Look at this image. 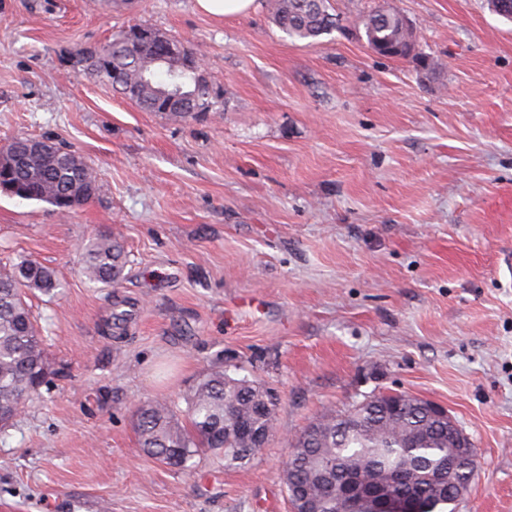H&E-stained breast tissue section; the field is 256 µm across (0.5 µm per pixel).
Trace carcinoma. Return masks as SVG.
<instances>
[{"mask_svg":"<svg viewBox=\"0 0 512 512\" xmlns=\"http://www.w3.org/2000/svg\"><path fill=\"white\" fill-rule=\"evenodd\" d=\"M268 8L285 34L310 45L338 28L329 0H269ZM364 29L367 44L385 57L403 56L400 49L414 41L403 18L379 8L367 15ZM147 32L149 40L133 27L116 34L86 73L145 112L193 119L213 111L212 85L181 58L165 61L167 81L156 77L155 55L169 37ZM0 182L15 187L21 199L60 211L89 202L101 190L94 169L74 151L8 155L0 161ZM79 250L90 282L121 281L127 255L118 238L99 234ZM58 288L54 271L34 260L0 269V422L21 410L38 394V381L50 375L24 294L53 296ZM186 403L184 424L166 400L138 407L136 422L144 454L191 476L194 457L222 453L224 466L241 465L262 450L254 433L273 431L272 396L258 381L237 378L226 368L201 379ZM454 440L448 423L423 400L403 392L373 393L344 410H326L295 437L284 484L316 512H368L372 491L400 512H456L453 487L460 475L448 467Z\"/></svg>","mask_w":512,"mask_h":512,"instance_id":"1","label":"carcinoma"}]
</instances>
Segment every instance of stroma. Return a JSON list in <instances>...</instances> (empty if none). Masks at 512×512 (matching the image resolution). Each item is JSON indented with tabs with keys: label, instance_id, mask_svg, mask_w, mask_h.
Returning <instances> with one entry per match:
<instances>
[{
	"label": "stroma",
	"instance_id": "35a3bbf8",
	"mask_svg": "<svg viewBox=\"0 0 512 512\" xmlns=\"http://www.w3.org/2000/svg\"><path fill=\"white\" fill-rule=\"evenodd\" d=\"M315 45L266 0L217 18L197 0H0V145L48 138L94 169L68 214L0 192V269L26 293L52 382L0 428V512H290L292 438L371 392L447 408L478 450L457 512H512V21L489 0H330ZM399 13L415 54L363 37ZM142 25L187 43L218 94L197 120L145 112L66 66ZM438 59L433 73L417 57ZM109 232L106 288L78 248ZM234 366L273 389L262 454L195 476L138 449L135 409L177 411ZM82 274L92 283L110 286L123 278L127 255L112 234H99L79 247Z\"/></svg>",
	"mask_w": 512,
	"mask_h": 512
}]
</instances>
